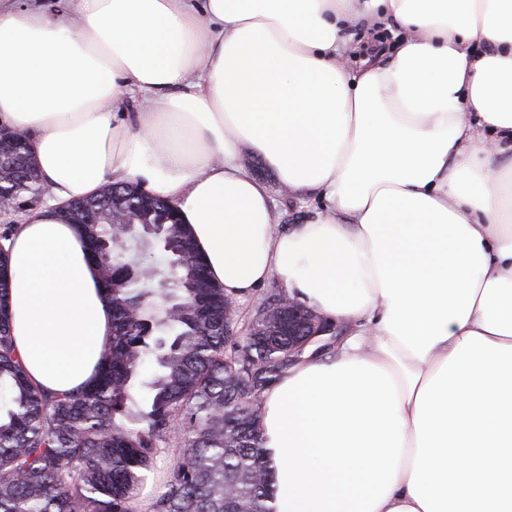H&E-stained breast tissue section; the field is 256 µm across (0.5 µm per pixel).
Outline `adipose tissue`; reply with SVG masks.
I'll return each mask as SVG.
<instances>
[{"label":"adipose tissue","instance_id":"obj_1","mask_svg":"<svg viewBox=\"0 0 512 512\" xmlns=\"http://www.w3.org/2000/svg\"><path fill=\"white\" fill-rule=\"evenodd\" d=\"M390 59L347 64L356 24ZM43 205L0 242L29 380L97 375L112 306L62 208L171 201L226 297L277 280L353 332L259 418L276 512H512V0H0V128ZM257 154L288 194L275 224ZM241 161L253 176L262 180L269 187L275 224L288 225V228L295 224H302L309 212L320 206V201L316 199L300 203L284 195L279 189L277 176L248 149L242 152Z\"/></svg>","mask_w":512,"mask_h":512}]
</instances>
